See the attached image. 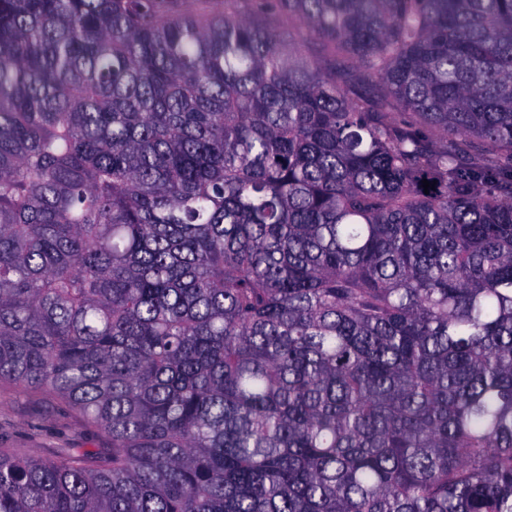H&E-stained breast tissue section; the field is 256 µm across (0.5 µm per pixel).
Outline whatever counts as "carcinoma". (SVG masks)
I'll return each mask as SVG.
<instances>
[{"mask_svg":"<svg viewBox=\"0 0 512 512\" xmlns=\"http://www.w3.org/2000/svg\"><path fill=\"white\" fill-rule=\"evenodd\" d=\"M4 383L0 512H512V0H0ZM0 448H21L35 457H49L57 448H102V441L64 402L4 385L0 387Z\"/></svg>","mask_w":512,"mask_h":512,"instance_id":"obj_1","label":"carcinoma"}]
</instances>
